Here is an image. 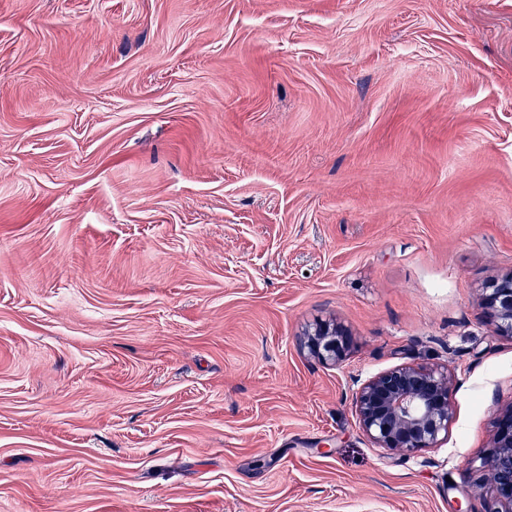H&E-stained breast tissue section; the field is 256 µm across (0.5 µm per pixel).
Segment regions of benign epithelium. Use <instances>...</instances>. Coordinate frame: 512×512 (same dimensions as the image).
<instances>
[{
	"instance_id": "obj_1",
	"label": "benign epithelium",
	"mask_w": 512,
	"mask_h": 512,
	"mask_svg": "<svg viewBox=\"0 0 512 512\" xmlns=\"http://www.w3.org/2000/svg\"><path fill=\"white\" fill-rule=\"evenodd\" d=\"M481 305L502 335L512 336V273L489 280L481 288ZM310 353L325 363H338L348 335L338 324H320L307 334ZM454 374L446 366L404 363L364 382L353 396L360 429L376 447L409 457L438 447L454 417L450 388ZM493 452L479 461L494 496L484 512H512V405L495 418Z\"/></svg>"
}]
</instances>
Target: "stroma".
Wrapping results in <instances>:
<instances>
[{"mask_svg": "<svg viewBox=\"0 0 512 512\" xmlns=\"http://www.w3.org/2000/svg\"><path fill=\"white\" fill-rule=\"evenodd\" d=\"M511 272L512 0H0V512H483ZM481 305L497 331L512 336V273L485 283L481 288ZM306 344L314 357L325 363L336 364L343 358L348 335L338 324L332 327L329 324H320L307 334ZM448 366L404 363L364 382L353 396L360 429L377 448L409 457L437 448L454 417Z\"/></svg>", "mask_w": 512, "mask_h": 512, "instance_id": "35a3bbf8", "label": "stroma"}]
</instances>
